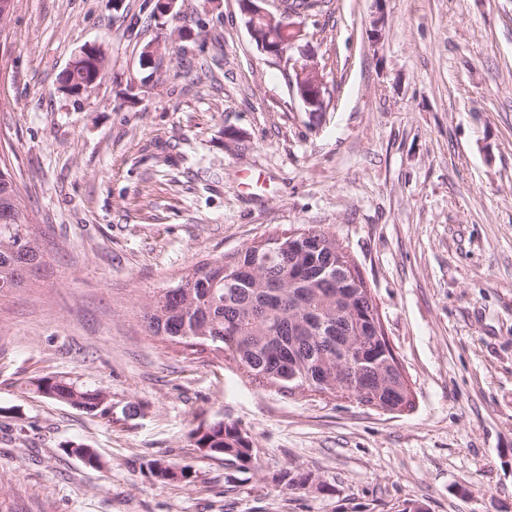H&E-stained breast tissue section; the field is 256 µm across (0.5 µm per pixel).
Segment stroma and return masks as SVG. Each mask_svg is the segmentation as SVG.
Here are the masks:
<instances>
[{"label": "stroma", "mask_w": 512, "mask_h": 512, "mask_svg": "<svg viewBox=\"0 0 512 512\" xmlns=\"http://www.w3.org/2000/svg\"><path fill=\"white\" fill-rule=\"evenodd\" d=\"M153 6L15 0L0 25V151L45 245L0 300V512H512V0H322L289 52L324 64L320 111L238 0ZM97 42L101 82L59 92ZM311 227L359 265L412 409L284 394L145 330L188 268ZM41 377L107 391L104 410L42 398ZM217 420L256 468L199 452ZM157 460L192 476L156 482ZM284 469L319 485L282 490Z\"/></svg>", "instance_id": "35a3bbf8"}]
</instances>
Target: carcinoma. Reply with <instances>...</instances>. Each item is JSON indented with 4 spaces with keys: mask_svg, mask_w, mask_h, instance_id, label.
Here are the masks:
<instances>
[{
    "mask_svg": "<svg viewBox=\"0 0 512 512\" xmlns=\"http://www.w3.org/2000/svg\"><path fill=\"white\" fill-rule=\"evenodd\" d=\"M284 9L309 15L320 0H282ZM270 251L254 242L230 260H213L202 272L197 264L180 279L159 289L144 306L142 320L153 336L202 354L210 348L217 359L228 354L251 380L301 391L326 392L336 382V361L343 344L367 330L368 315L361 293L336 286V272L347 263L336 253V238L322 229L284 231ZM42 240L26 218L20 188L10 161L0 157V296L24 287L44 262ZM295 365L291 383L278 375ZM42 397L72 403L85 412L99 410L98 388L59 377L32 382ZM195 446L209 448L242 469L256 467L251 442L237 425L219 420L205 433L191 432ZM65 451L100 465L95 449L70 444ZM272 481L286 490L313 483L308 473L283 470Z\"/></svg>",
    "mask_w": 512,
    "mask_h": 512,
    "instance_id": "cac0c4a2",
    "label": "carcinoma"
}]
</instances>
